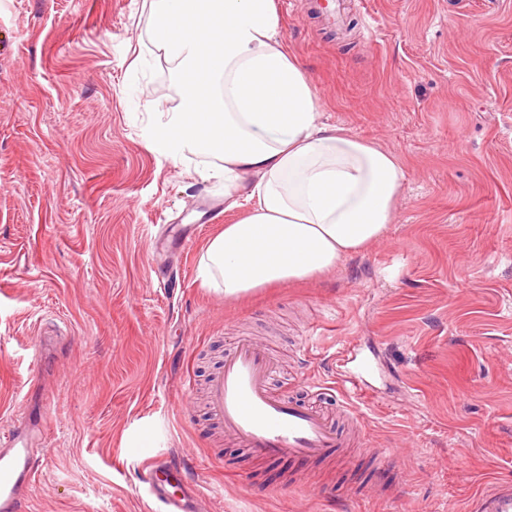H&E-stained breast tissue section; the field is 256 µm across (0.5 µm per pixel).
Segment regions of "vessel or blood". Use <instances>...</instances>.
<instances>
[{
	"instance_id": "vessel-or-blood-1",
	"label": "vessel or blood",
	"mask_w": 512,
	"mask_h": 512,
	"mask_svg": "<svg viewBox=\"0 0 512 512\" xmlns=\"http://www.w3.org/2000/svg\"><path fill=\"white\" fill-rule=\"evenodd\" d=\"M272 364L267 352L246 338L238 339L209 385V408L224 425L226 437L267 458L315 460L342 448L368 451L363 436L339 432L320 412L277 396L269 386ZM159 466L148 463L146 482L162 512H187L184 498L166 493ZM36 471L26 430L0 435V512H21L19 495ZM470 512H512V480L500 479L472 500Z\"/></svg>"
}]
</instances>
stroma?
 Listing matches in <instances>:
<instances>
[{"mask_svg": "<svg viewBox=\"0 0 512 512\" xmlns=\"http://www.w3.org/2000/svg\"><path fill=\"white\" fill-rule=\"evenodd\" d=\"M276 2L320 120L406 182L335 271L228 298L198 264L248 209L147 145L181 92L151 0H0V427L53 408L25 512H148L151 460L202 512H468L512 479V0H351L343 33ZM244 333L295 402L369 362L353 401L385 461L226 440L207 383Z\"/></svg>", "mask_w": 512, "mask_h": 512, "instance_id": "35a3bbf8", "label": "stroma"}]
</instances>
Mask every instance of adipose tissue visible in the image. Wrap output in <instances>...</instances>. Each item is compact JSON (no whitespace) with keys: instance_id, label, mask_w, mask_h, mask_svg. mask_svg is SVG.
<instances>
[{"instance_id":"1","label":"adipose tissue","mask_w":512,"mask_h":512,"mask_svg":"<svg viewBox=\"0 0 512 512\" xmlns=\"http://www.w3.org/2000/svg\"><path fill=\"white\" fill-rule=\"evenodd\" d=\"M157 47L190 72L155 115L151 147L211 157L249 213L212 238L205 285L235 297L329 273L383 238L406 173L397 156L318 120L309 76L285 52L275 0H152Z\"/></svg>"}]
</instances>
